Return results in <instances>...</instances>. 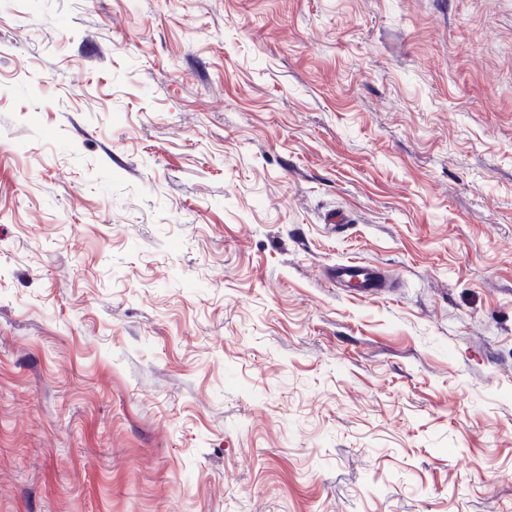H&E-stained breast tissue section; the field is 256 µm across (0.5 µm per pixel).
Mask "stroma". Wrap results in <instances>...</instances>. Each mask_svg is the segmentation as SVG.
<instances>
[{"label": "stroma", "mask_w": 512, "mask_h": 512, "mask_svg": "<svg viewBox=\"0 0 512 512\" xmlns=\"http://www.w3.org/2000/svg\"><path fill=\"white\" fill-rule=\"evenodd\" d=\"M0 512H512V0H0ZM331 278L336 280V284L358 283L360 291L366 295L378 294L388 288L386 280L377 267L355 261L336 264L331 271Z\"/></svg>", "instance_id": "obj_1"}]
</instances>
